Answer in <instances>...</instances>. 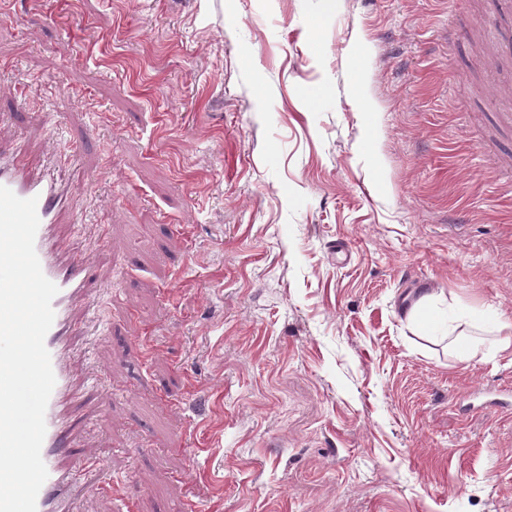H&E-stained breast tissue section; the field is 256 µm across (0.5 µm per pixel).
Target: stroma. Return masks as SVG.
<instances>
[{
	"instance_id": "stroma-1",
	"label": "stroma",
	"mask_w": 512,
	"mask_h": 512,
	"mask_svg": "<svg viewBox=\"0 0 512 512\" xmlns=\"http://www.w3.org/2000/svg\"><path fill=\"white\" fill-rule=\"evenodd\" d=\"M19 139L98 265L78 512H512L447 339L512 320V0H0Z\"/></svg>"
}]
</instances>
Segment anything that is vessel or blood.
<instances>
[{
  "label": "vessel or blood",
  "instance_id": "1",
  "mask_svg": "<svg viewBox=\"0 0 512 512\" xmlns=\"http://www.w3.org/2000/svg\"><path fill=\"white\" fill-rule=\"evenodd\" d=\"M0 186L23 199L36 198L40 224L35 250L44 275L59 289L52 301L54 321L45 337L56 383L45 413L41 456L48 477L37 497V512H72L71 503L96 492L107 475L97 454H87L77 462L68 455L78 436L73 407L79 399V380L72 346L87 326L83 313L93 300L89 285L95 267L55 231L57 224L75 217L72 184L48 173H32L18 151L0 153Z\"/></svg>",
  "mask_w": 512,
  "mask_h": 512
}]
</instances>
